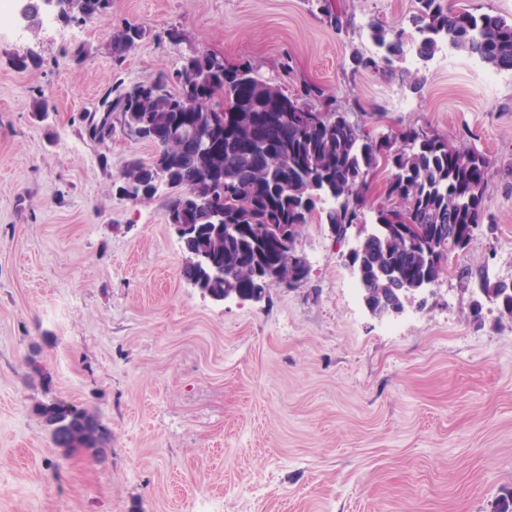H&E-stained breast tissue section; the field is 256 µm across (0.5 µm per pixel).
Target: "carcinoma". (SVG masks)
Wrapping results in <instances>:
<instances>
[{
	"mask_svg": "<svg viewBox=\"0 0 512 512\" xmlns=\"http://www.w3.org/2000/svg\"><path fill=\"white\" fill-rule=\"evenodd\" d=\"M111 3L79 0L76 9L86 21H101ZM409 22L411 33L401 25L369 22L375 51L353 55V69L393 72L409 44L424 64L446 45L479 57L494 71H512V19L493 11H461L450 0H416ZM144 37L145 30L131 23L115 32L113 63L121 65ZM101 107L107 115L90 125L92 139L103 144L119 129L134 138L142 132V140L154 146L151 161L131 160L123 177L143 188L140 201L155 197L152 187L160 176L173 190L166 211H178L192 225L182 247L204 261L183 266L182 276L198 282L217 302L228 290L247 300L258 288L276 286L262 284L257 271L264 269L305 285L309 262L298 257V250L280 245L279 226L294 224V236H300L324 197L333 201L325 211L327 223H362L369 178L381 164L391 170L385 202L373 209L358 258L363 300L382 314L404 309L410 295L438 279L456 250L450 227L465 230L485 221L484 196L494 167L488 154L421 127L373 138L323 99L318 86L306 84L290 97L260 79L249 64L229 69L218 66L215 56L195 52L174 76L159 74L124 92L116 89ZM304 112L324 114L322 125L299 126L297 116ZM218 124L223 147L214 154L200 150L196 141ZM226 183L234 187L239 206L224 208ZM401 217L433 226L432 234L406 239ZM222 224L238 229L225 233ZM476 278L481 299L472 301L471 316L480 318L486 300L497 305L500 317L512 320V290L490 284L481 270ZM34 411L57 448H86L100 456L111 444L101 420L74 404L51 400Z\"/></svg>",
	"mask_w": 512,
	"mask_h": 512,
	"instance_id": "carcinoma-1",
	"label": "carcinoma"
}]
</instances>
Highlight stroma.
I'll list each match as a JSON object with an SVG mask.
<instances>
[{"mask_svg":"<svg viewBox=\"0 0 512 512\" xmlns=\"http://www.w3.org/2000/svg\"><path fill=\"white\" fill-rule=\"evenodd\" d=\"M112 0L103 22L41 6L0 32V512H494L512 496V321L469 307V273L512 280V72L486 83L472 57L400 73L353 70L376 20L415 0ZM146 35L122 65L111 35ZM179 39H170V31ZM251 62L293 92L307 81L373 136L408 126L495 162L492 225L452 257L389 331L352 298V273L313 213L298 241L311 272L259 303H214L183 278L168 190L118 192L155 148L84 117L116 84L173 74L183 57ZM38 362L42 376L30 364ZM98 415L101 457L55 447L33 408Z\"/></svg>","mask_w":512,"mask_h":512,"instance_id":"obj_1","label":"stroma"}]
</instances>
